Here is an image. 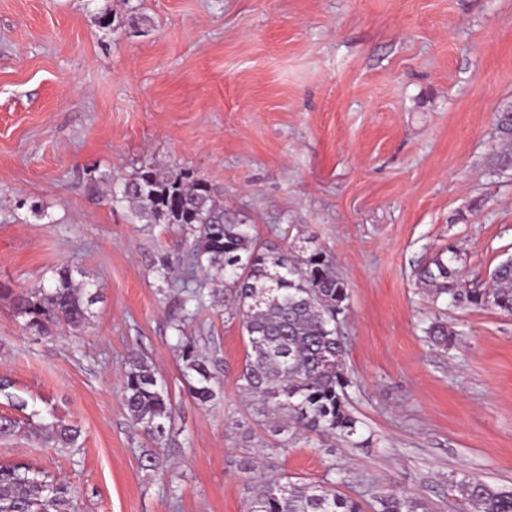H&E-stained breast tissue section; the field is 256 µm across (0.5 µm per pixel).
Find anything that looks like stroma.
Wrapping results in <instances>:
<instances>
[{"label":"stroma","mask_w":512,"mask_h":512,"mask_svg":"<svg viewBox=\"0 0 512 512\" xmlns=\"http://www.w3.org/2000/svg\"><path fill=\"white\" fill-rule=\"evenodd\" d=\"M509 105L512 0H0V416L22 423L0 464L65 482L80 512H247L252 460L364 512L391 492L466 512V475L512 487V316L432 302L414 275L452 245L483 284L512 254V170L488 164ZM150 163L206 179L261 239L333 258L369 446L255 418L238 321L208 293L182 320L184 266L157 271L185 232L87 193L90 172ZM63 265L100 299L81 331L41 336L11 296ZM437 317L451 346L424 334ZM182 334L221 360L213 406L187 392ZM134 351L176 409L154 472L120 393ZM56 419L76 447L47 443Z\"/></svg>","instance_id":"stroma-1"}]
</instances>
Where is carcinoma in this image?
<instances>
[{"mask_svg":"<svg viewBox=\"0 0 512 512\" xmlns=\"http://www.w3.org/2000/svg\"><path fill=\"white\" fill-rule=\"evenodd\" d=\"M498 150L490 157L499 170L512 169V115L494 120ZM109 186L107 199L130 209L140 224L191 226L186 241L188 274L201 268L231 318L238 319L248 350L236 385L256 405L257 416L276 430L288 426L337 435L357 447L360 421L348 408L352 379L345 362L340 315L347 309L348 283L321 251L309 255L263 241L255 225L224 209L216 189L190 171L170 174L143 166L119 183L107 173L87 179L89 195ZM458 251L450 246L421 264L418 284L432 301L445 299L454 307L493 306L512 315V256L491 272L485 288L462 282L456 267ZM94 284L73 277L69 266L56 271L50 287L17 294L14 308L29 328L47 334L58 326L73 331L89 321L97 299ZM425 333L435 345L448 346L454 333L435 320ZM182 376L191 398L201 407L218 398L217 369L221 359L200 354L193 340L179 344ZM124 406L134 427L155 447L144 450L141 467L154 471L159 450L168 440L175 407L165 381L148 361L131 354L121 384ZM47 439L59 448L75 445L80 430L55 422ZM457 488L471 512H512V489L496 487L469 475ZM0 512H77L68 486L22 464L0 465ZM248 512H363L362 505L333 485L305 483L282 475L263 477L251 496ZM375 512H426L406 494L377 498Z\"/></svg>","mask_w":512,"mask_h":512,"instance_id":"1","label":"carcinoma"}]
</instances>
